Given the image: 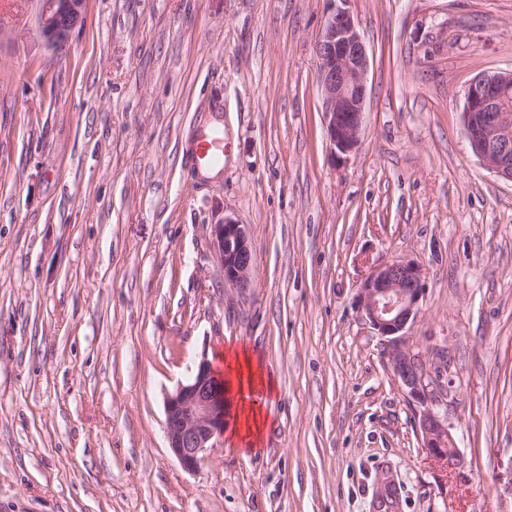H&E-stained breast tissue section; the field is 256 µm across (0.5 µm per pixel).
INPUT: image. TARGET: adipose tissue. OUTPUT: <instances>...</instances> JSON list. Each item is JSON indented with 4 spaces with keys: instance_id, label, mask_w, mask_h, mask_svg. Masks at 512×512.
Segmentation results:
<instances>
[{
    "instance_id": "adipose-tissue-1",
    "label": "adipose tissue",
    "mask_w": 512,
    "mask_h": 512,
    "mask_svg": "<svg viewBox=\"0 0 512 512\" xmlns=\"http://www.w3.org/2000/svg\"><path fill=\"white\" fill-rule=\"evenodd\" d=\"M224 364L228 376L226 389L236 401V422L231 435L243 445L254 446L265 424L257 402L273 394L275 383L249 351H227Z\"/></svg>"
}]
</instances>
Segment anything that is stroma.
<instances>
[{"instance_id": "1", "label": "stroma", "mask_w": 512, "mask_h": 512, "mask_svg": "<svg viewBox=\"0 0 512 512\" xmlns=\"http://www.w3.org/2000/svg\"><path fill=\"white\" fill-rule=\"evenodd\" d=\"M328 0H88L61 50L0 0V512H512V183L465 93L512 69V0H350L370 68L356 151H330ZM224 127V168L186 144ZM250 231L225 285L213 225ZM414 261L408 330L447 389L441 476L362 320L370 269ZM247 347L278 385L255 450L184 470L165 400Z\"/></svg>"}]
</instances>
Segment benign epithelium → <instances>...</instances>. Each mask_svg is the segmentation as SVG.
I'll use <instances>...</instances> for the list:
<instances>
[{"instance_id": "1", "label": "benign epithelium", "mask_w": 512, "mask_h": 512, "mask_svg": "<svg viewBox=\"0 0 512 512\" xmlns=\"http://www.w3.org/2000/svg\"><path fill=\"white\" fill-rule=\"evenodd\" d=\"M38 23L55 50L66 47L85 19L87 0H39ZM316 43L317 81L331 151L342 158L356 149L366 112L369 54L346 7L331 0ZM463 122L473 153L498 177L512 183V69L486 72L470 83ZM213 246L224 283L245 290L253 266L249 231L230 216L213 225ZM423 271L412 261L374 267L358 288V309L365 323L385 342L386 364L413 407L423 448L441 472L459 462L447 424L440 381L409 344L407 326L423 296ZM222 379L205 357L165 402L166 437L171 454L193 471L224 432L228 404Z\"/></svg>"}]
</instances>
